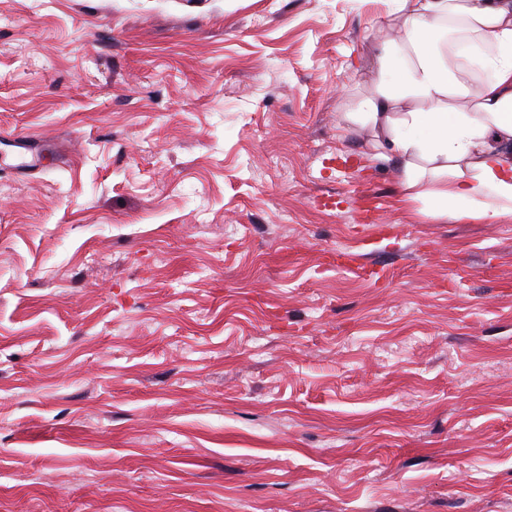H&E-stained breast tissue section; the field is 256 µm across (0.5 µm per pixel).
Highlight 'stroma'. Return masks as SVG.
<instances>
[{
    "label": "stroma",
    "mask_w": 512,
    "mask_h": 512,
    "mask_svg": "<svg viewBox=\"0 0 512 512\" xmlns=\"http://www.w3.org/2000/svg\"><path fill=\"white\" fill-rule=\"evenodd\" d=\"M385 12L0 0V512H512V218L398 206Z\"/></svg>",
    "instance_id": "1"
}]
</instances>
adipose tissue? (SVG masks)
<instances>
[{
	"label": "adipose tissue",
	"mask_w": 512,
	"mask_h": 512,
	"mask_svg": "<svg viewBox=\"0 0 512 512\" xmlns=\"http://www.w3.org/2000/svg\"><path fill=\"white\" fill-rule=\"evenodd\" d=\"M381 89L352 121L393 164L402 203L488 223L512 217V0H386Z\"/></svg>",
	"instance_id": "adipose-tissue-1"
}]
</instances>
